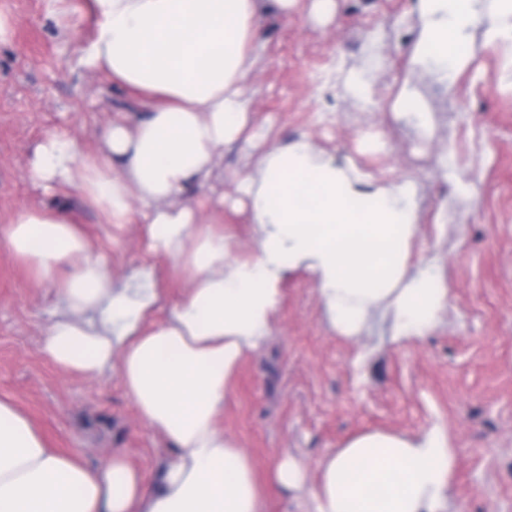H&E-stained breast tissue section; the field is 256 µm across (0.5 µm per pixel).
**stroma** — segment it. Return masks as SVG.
<instances>
[{
	"label": "stroma",
	"mask_w": 512,
	"mask_h": 512,
	"mask_svg": "<svg viewBox=\"0 0 512 512\" xmlns=\"http://www.w3.org/2000/svg\"><path fill=\"white\" fill-rule=\"evenodd\" d=\"M416 0H336L333 15L314 0L289 14L268 11L255 45L256 71L244 91L265 148L305 137L336 163L350 161L376 179L408 177L420 197L413 261L441 266L448 312L418 341L394 343L374 317L355 340L326 324L316 285L290 274L272 314V334L248 353L229 381L219 426L244 448L258 476L283 455L305 470L302 490L271 491L266 512H312L320 466L350 436L380 431L417 437L439 429L455 450L452 512H512V41L493 37L481 0L466 30L468 65L452 85L412 67ZM0 0V226L20 212L67 208L114 279L155 263L170 299L186 279L166 277L147 249L143 224L108 226L70 186L32 182L34 146L63 133L83 154L95 133L140 109L103 72L79 61L93 33L90 0ZM357 67L372 101L341 96L336 75ZM434 131L422 138L389 105L403 79ZM382 138L385 149L374 145ZM200 223H223L233 254L251 249L248 213L194 199ZM54 294L0 246V399L26 415L49 447L104 464L111 452L152 477L167 441L143 424L118 378H86L56 365L43 346Z\"/></svg>",
	"instance_id": "35a3bbf8"
}]
</instances>
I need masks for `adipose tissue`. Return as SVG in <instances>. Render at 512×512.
<instances>
[{"instance_id":"1","label":"adipose tissue","mask_w":512,"mask_h":512,"mask_svg":"<svg viewBox=\"0 0 512 512\" xmlns=\"http://www.w3.org/2000/svg\"><path fill=\"white\" fill-rule=\"evenodd\" d=\"M293 2L91 0L96 25L80 60L137 96L145 115L101 128L94 158L66 136L46 137L32 179L75 188L107 224L139 217L150 253L189 286L167 301L151 264L113 279L65 209L23 211L0 227V245L55 293L51 359L86 377L115 375L172 453L150 480L119 453L92 467L48 448L0 400V512H265L268 488L301 485L300 466L283 457L259 482L217 419L245 353L271 333L288 272L312 278L327 324L346 339L380 311L398 343L429 335L446 314L441 268L410 262L411 179L333 164L304 138L259 151L236 178V202L255 226L243 259L223 226L200 223L182 199L189 185L211 189L219 148L260 139L243 99L258 24L266 4L285 13ZM472 2L419 0L415 66L444 79L467 63ZM454 459L439 432L356 434L323 463L315 512H446Z\"/></svg>"}]
</instances>
